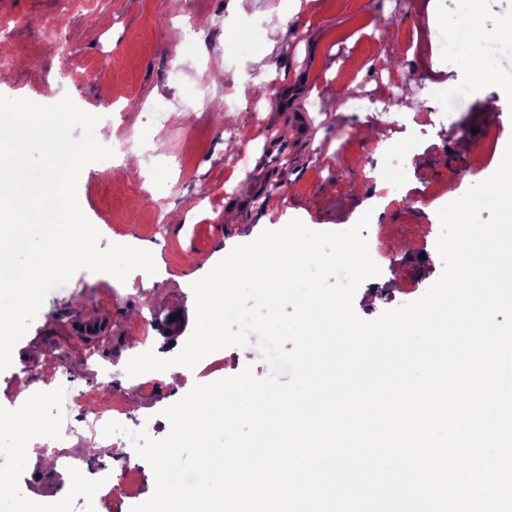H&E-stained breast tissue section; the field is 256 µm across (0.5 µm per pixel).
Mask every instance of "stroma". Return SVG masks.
<instances>
[{"label": "stroma", "mask_w": 512, "mask_h": 512, "mask_svg": "<svg viewBox=\"0 0 512 512\" xmlns=\"http://www.w3.org/2000/svg\"><path fill=\"white\" fill-rule=\"evenodd\" d=\"M12 27L0 49L15 54L0 70V95L52 105L71 98L99 116L101 142L113 158L87 165L77 184L80 207L101 235V246L121 244L151 252L155 274L137 269L126 280L78 270L51 291L13 349L11 366L0 371V413L15 400L32 404L34 424L0 429V512H33L36 503L53 512H79L82 500L99 498L97 470H129L138 493L99 499L98 512H131L155 491V477L141 457L128 455L124 435L90 434L79 416L58 401V384L79 385L96 400L127 403L134 376L149 387L127 403L128 428L165 437V408L193 384H210L244 369L269 372L249 348L230 346L201 359L192 381L167 384L164 371L178 359L169 336L155 325L158 313L185 319L179 334L199 347L212 322L196 312L201 282L193 280L211 258L274 253L264 225L301 220L315 231H345L370 214L369 234L390 230L397 252L380 275L358 287L353 308L371 321L414 302L439 279L443 263L436 246L414 249L416 238L449 204V186L459 193L488 179L502 156L492 153L480 170L470 168V151L492 132L512 138V55L486 50L482 65L493 79L477 84L468 49L449 53L448 29L478 21L499 31L512 20V0H315L296 10L295 0H14ZM223 16L224 35L206 46L181 29L190 16L210 22ZM286 17L278 36L270 20ZM61 17L60 43L42 31L40 18ZM260 41L255 54L238 46ZM111 65L100 69L102 52ZM180 77L171 80L169 72ZM400 86L388 111H374L373 96L387 80ZM417 99L414 111L401 102ZM170 111L160 120L155 102ZM496 102L487 111V102ZM456 113L463 131L449 132L438 120ZM397 152L406 170L386 168L382 150ZM184 151L186 171L169 167L167 155ZM141 153V166L123 183L113 176L123 158ZM249 153V173L235 157ZM438 193L436 210L420 200ZM150 319L148 333L138 326ZM89 319L100 336L67 334L68 321ZM96 360H88V350ZM27 378L19 390L15 377ZM49 445L63 453L74 481L44 470L26 445Z\"/></svg>", "instance_id": "1"}]
</instances>
